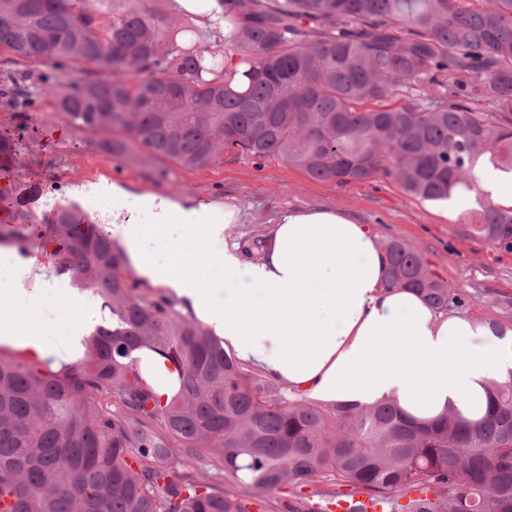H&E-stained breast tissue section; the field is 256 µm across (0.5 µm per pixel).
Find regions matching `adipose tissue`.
<instances>
[{
	"instance_id": "obj_1",
	"label": "adipose tissue",
	"mask_w": 512,
	"mask_h": 512,
	"mask_svg": "<svg viewBox=\"0 0 512 512\" xmlns=\"http://www.w3.org/2000/svg\"><path fill=\"white\" fill-rule=\"evenodd\" d=\"M201 35L223 23L222 0H170ZM114 201L103 229L117 240L137 279L188 305L243 364L284 383L310 403L371 406L386 399L416 421L446 409L481 419L492 383L512 380V327L443 313L412 288L384 285L387 258L375 234L333 209L279 212L259 259L228 234L231 203L134 193L100 183ZM178 238H171V230ZM153 241L155 250L145 248ZM0 287V343L41 359H65L90 322L78 294H61L72 324L49 340L30 327L35 301Z\"/></svg>"
}]
</instances>
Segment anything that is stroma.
Segmentation results:
<instances>
[{"label": "stroma", "instance_id": "1", "mask_svg": "<svg viewBox=\"0 0 512 512\" xmlns=\"http://www.w3.org/2000/svg\"><path fill=\"white\" fill-rule=\"evenodd\" d=\"M27 70L49 81L55 76L51 65L30 67L0 57V130L25 132L15 161L8 172L0 173V182L26 199L20 209H0V230L23 224L27 236L39 235L49 219L73 205L88 214L90 223H99L101 213L111 210V199L79 196L72 189L103 181L137 192L235 203L241 220L230 233L236 240L265 235L271 219L286 209H335L367 225L380 244L397 239L419 248L431 268L457 289L463 313L512 325V251L473 237L458 223V209L413 200L386 178L347 185L315 181L278 158L224 159L201 170L145 157L118 159L103 150L102 134L73 128L61 119L53 93L43 92L32 107L17 106L7 90L13 78ZM0 251L24 265L23 276L15 282L23 295L73 285L57 268L52 244L29 253L15 242L0 241Z\"/></svg>", "mask_w": 512, "mask_h": 512}]
</instances>
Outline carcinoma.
<instances>
[{
    "label": "carcinoma",
    "mask_w": 512,
    "mask_h": 512,
    "mask_svg": "<svg viewBox=\"0 0 512 512\" xmlns=\"http://www.w3.org/2000/svg\"><path fill=\"white\" fill-rule=\"evenodd\" d=\"M230 37L144 0H0V54L50 62L58 114L186 170L222 157H278L343 185L376 176L414 199L456 194L471 233L512 251V205L475 172L512 173V0H224ZM233 57L249 87L206 80ZM60 270L89 288L112 327L54 369L0 353V512H249L254 488L333 503L341 486L383 512H512V383L492 384L483 419L448 410L410 420L393 401L309 405L244 367L172 300L126 275L112 239L64 210ZM385 283L445 312L448 280L399 240ZM147 349L178 371L163 401L140 374ZM209 458L241 488L186 469ZM420 492L426 497H412Z\"/></svg>",
    "instance_id": "1"
}]
</instances>
